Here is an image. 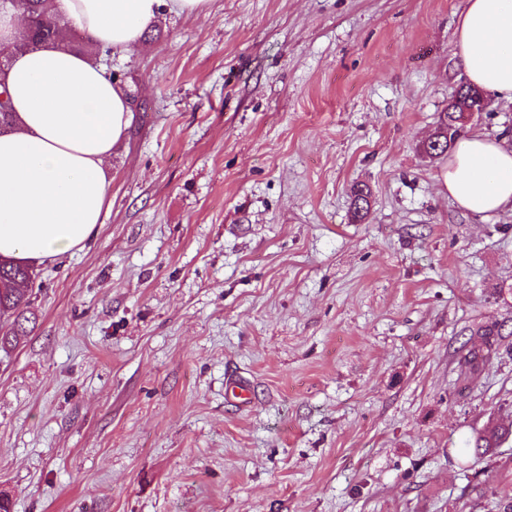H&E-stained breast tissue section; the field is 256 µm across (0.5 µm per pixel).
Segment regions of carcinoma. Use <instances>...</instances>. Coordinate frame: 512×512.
Wrapping results in <instances>:
<instances>
[{
  "label": "carcinoma",
  "mask_w": 512,
  "mask_h": 512,
  "mask_svg": "<svg viewBox=\"0 0 512 512\" xmlns=\"http://www.w3.org/2000/svg\"><path fill=\"white\" fill-rule=\"evenodd\" d=\"M46 0H18L16 8L25 16L26 24L20 32L12 48L0 49V77L4 76L10 62L11 50L21 51L35 48L42 44L59 41L67 28L64 17L48 13ZM69 49L78 50L91 57L100 54L102 46L88 38H71L66 42ZM458 113L443 111L440 113L437 130H452L451 136H441L442 144L433 149L434 155L441 156L448 152L456 140L464 133V127L457 123ZM369 187L355 185L352 188L354 218L361 221L366 218L370 203L366 195ZM31 267L10 260L0 261V330L9 326V330L0 335V351L8 354L24 342L30 330L27 324L36 323L35 316L30 314L32 304L31 291L28 285L34 280L35 274L29 273ZM473 335L483 339L482 347L468 349L460 360V374H466L480 361H488L496 355V345L500 331L495 324H482ZM512 437V427L496 426L476 432L465 440L462 462L470 467V461L492 455L502 443Z\"/></svg>",
  "instance_id": "obj_1"
}]
</instances>
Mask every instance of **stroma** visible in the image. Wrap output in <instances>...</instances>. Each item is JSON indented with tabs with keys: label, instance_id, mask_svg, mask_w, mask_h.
Returning a JSON list of instances; mask_svg holds the SVG:
<instances>
[{
	"label": "stroma",
	"instance_id": "obj_1",
	"mask_svg": "<svg viewBox=\"0 0 512 512\" xmlns=\"http://www.w3.org/2000/svg\"><path fill=\"white\" fill-rule=\"evenodd\" d=\"M465 5L210 0L109 53L133 118L102 222L36 265L0 359L11 512H504L512 440L459 448L512 424V211L465 213L420 150ZM466 131L512 135V105ZM471 336H482L483 342L482 347L478 349H466V344L462 346V352L466 353L462 355L459 364L460 373L464 376L466 369L473 368L479 361H489L496 355L498 336H501V333L496 324L488 323L479 325ZM512 436V426L504 428L496 426L492 429H485L475 432L465 440L466 447L461 456L463 468H469L471 459H481L492 455L502 443L506 442Z\"/></svg>",
	"mask_w": 512,
	"mask_h": 512
}]
</instances>
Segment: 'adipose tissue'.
<instances>
[{
    "instance_id": "obj_1",
    "label": "adipose tissue",
    "mask_w": 512,
    "mask_h": 512,
    "mask_svg": "<svg viewBox=\"0 0 512 512\" xmlns=\"http://www.w3.org/2000/svg\"><path fill=\"white\" fill-rule=\"evenodd\" d=\"M208 0H49L71 32L118 51L141 42L164 5L187 14ZM457 55L468 80L512 104V0H466ZM14 131L0 135V256L29 264L84 249L100 222L110 162L132 114L125 90L90 56L43 46L16 54L7 71ZM465 212L512 210V146L470 134L444 175Z\"/></svg>"
}]
</instances>
